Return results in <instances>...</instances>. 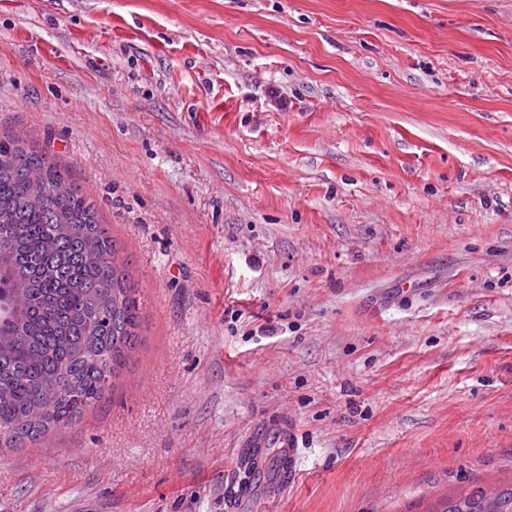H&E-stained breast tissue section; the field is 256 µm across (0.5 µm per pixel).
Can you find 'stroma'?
I'll list each match as a JSON object with an SVG mask.
<instances>
[{
  "instance_id": "stroma-1",
  "label": "stroma",
  "mask_w": 512,
  "mask_h": 512,
  "mask_svg": "<svg viewBox=\"0 0 512 512\" xmlns=\"http://www.w3.org/2000/svg\"><path fill=\"white\" fill-rule=\"evenodd\" d=\"M6 133L96 204L143 323L75 425L0 448V512L512 484V0H0ZM282 414L297 477L234 498Z\"/></svg>"
}]
</instances>
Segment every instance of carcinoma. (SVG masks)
I'll list each match as a JSON object with an SVG mask.
<instances>
[{
    "instance_id": "cac0c4a2",
    "label": "carcinoma",
    "mask_w": 512,
    "mask_h": 512,
    "mask_svg": "<svg viewBox=\"0 0 512 512\" xmlns=\"http://www.w3.org/2000/svg\"><path fill=\"white\" fill-rule=\"evenodd\" d=\"M117 243L70 173L44 149L0 136V447L36 443L99 402L135 349L140 299ZM280 478L282 450L264 448ZM442 512H512V487Z\"/></svg>"
}]
</instances>
